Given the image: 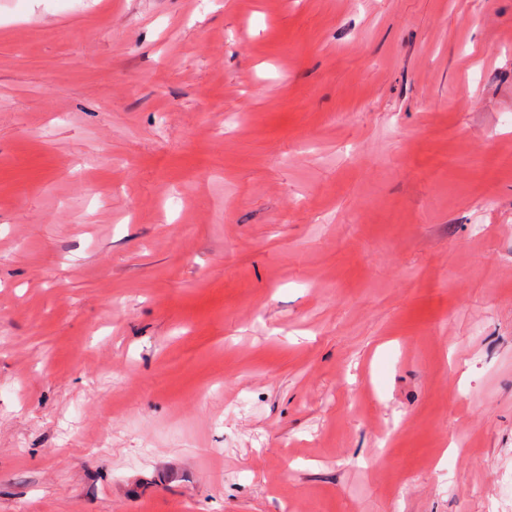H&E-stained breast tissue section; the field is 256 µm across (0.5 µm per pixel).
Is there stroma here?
Returning <instances> with one entry per match:
<instances>
[{
  "label": "stroma",
  "instance_id": "obj_1",
  "mask_svg": "<svg viewBox=\"0 0 512 512\" xmlns=\"http://www.w3.org/2000/svg\"><path fill=\"white\" fill-rule=\"evenodd\" d=\"M0 512H512V0H0Z\"/></svg>",
  "mask_w": 512,
  "mask_h": 512
}]
</instances>
